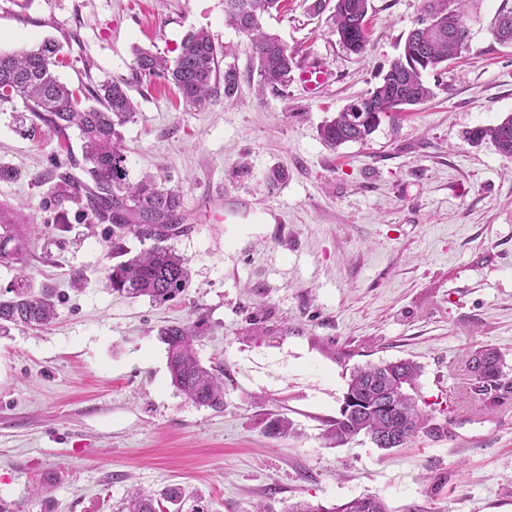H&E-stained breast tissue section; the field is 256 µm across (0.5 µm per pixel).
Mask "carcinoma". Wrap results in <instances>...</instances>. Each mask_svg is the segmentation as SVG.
<instances>
[{
  "label": "carcinoma",
  "mask_w": 512,
  "mask_h": 512,
  "mask_svg": "<svg viewBox=\"0 0 512 512\" xmlns=\"http://www.w3.org/2000/svg\"><path fill=\"white\" fill-rule=\"evenodd\" d=\"M283 0H224L225 23L245 36L259 76L258 92H279L288 86L297 66L296 53L276 34L263 29L261 18L279 9ZM467 0H428L421 21L406 37L403 54L393 61L381 81L360 101L394 100L384 112H355L348 105L319 128V137L330 148L347 142H365L382 120L399 119L406 107L424 103L434 96L427 75L466 50L469 29L462 5ZM370 0H336L331 15L332 32L347 51L360 55L368 46ZM459 36L448 35V28ZM495 39L508 36L512 45V6L503 3L496 13ZM59 45L45 40L20 52H0V111L20 102L24 111L14 116L17 130L34 139L42 132L67 143L75 130L81 139L82 156L71 157L70 169L49 173L43 183L56 198L60 210L59 230L68 227L65 204H77L99 224L109 225L112 237V266L107 280L112 291L131 298L148 297L154 302L174 299L188 286L187 260L176 254L169 242L191 231L183 210L182 193L168 188L151 174L131 179L124 137L120 132L135 114L129 83L106 81L76 91L62 82L54 67ZM229 56L207 30L189 31L172 57L136 50L137 73L149 81L162 78L173 83L191 108L209 105L224 86V99L237 96L241 74L234 63L220 67ZM476 144L491 143L512 158V114L493 126L468 132ZM34 224H17L0 207V266L17 271L15 280L0 291V336L11 327L43 328L57 317V304L49 288L35 289L25 274ZM135 238L152 245L135 254L126 245ZM204 318L174 322L159 331L166 345L172 384L198 406L224 409V368L205 366L195 344L201 338ZM470 383L461 397L479 393V385L496 391L485 394L486 404L497 407L512 397V379L504 371V359L495 347L484 346L468 359ZM420 366L410 360L381 361L358 366L347 380L340 416L331 421L326 437L345 444L363 435L379 448H406L420 436H438L436 418L419 408L414 396ZM184 495L183 488L168 486L159 493L133 490L118 512H159L161 501L172 504ZM289 512H389L377 496L356 497L331 507L303 503Z\"/></svg>",
  "instance_id": "cac0c4a2"
}]
</instances>
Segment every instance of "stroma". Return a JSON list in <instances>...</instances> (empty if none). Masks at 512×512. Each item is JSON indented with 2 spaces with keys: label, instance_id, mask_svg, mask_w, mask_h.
<instances>
[{
  "label": "stroma",
  "instance_id": "obj_1",
  "mask_svg": "<svg viewBox=\"0 0 512 512\" xmlns=\"http://www.w3.org/2000/svg\"><path fill=\"white\" fill-rule=\"evenodd\" d=\"M284 2L263 24L300 67L330 72L317 96L295 79L255 97L224 0H0L1 51L55 39L69 85L131 81V174L171 177L192 226L174 242L188 261L185 292L162 304L112 293L105 225L74 210L59 232L41 182L67 167L79 138L31 140L0 112V164L17 172L0 181V205L40 225L26 272L62 297L51 326L0 337V499L14 512H115L130 487L174 485L190 497L161 512H288L362 496L390 512H512V401L457 399L480 347L500 348L512 375V158L466 138L512 114V45L490 31L502 0H469V49L432 99L335 150L319 126L378 82L425 0H371L361 56L339 46L315 0ZM197 29L243 75L237 98L203 110L167 81H136L132 52L171 53ZM278 168L285 179L269 183ZM200 315L199 356L224 365L220 411L173 386L158 337ZM382 359L421 366L418 404L451 416L450 435L391 450L326 439L350 369ZM277 415L290 435L267 433Z\"/></svg>",
  "mask_w": 512,
  "mask_h": 512
}]
</instances>
